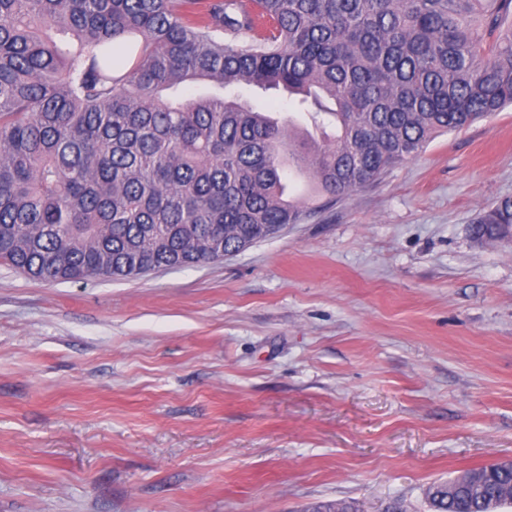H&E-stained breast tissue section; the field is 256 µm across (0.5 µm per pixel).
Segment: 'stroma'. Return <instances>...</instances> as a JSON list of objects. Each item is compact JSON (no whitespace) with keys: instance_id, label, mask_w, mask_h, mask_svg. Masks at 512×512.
<instances>
[{"instance_id":"stroma-1","label":"stroma","mask_w":512,"mask_h":512,"mask_svg":"<svg viewBox=\"0 0 512 512\" xmlns=\"http://www.w3.org/2000/svg\"><path fill=\"white\" fill-rule=\"evenodd\" d=\"M503 198L510 106L221 260L0 263V512H431L430 485L512 460V237L474 233Z\"/></svg>"}]
</instances>
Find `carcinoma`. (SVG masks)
<instances>
[{
  "label": "carcinoma",
  "mask_w": 512,
  "mask_h": 512,
  "mask_svg": "<svg viewBox=\"0 0 512 512\" xmlns=\"http://www.w3.org/2000/svg\"><path fill=\"white\" fill-rule=\"evenodd\" d=\"M210 80L232 95L174 100ZM278 89L325 144L235 89ZM512 106V0H0V261L48 283L213 262ZM476 233L512 236V199ZM433 512L512 506V466ZM307 512H359L353 501Z\"/></svg>",
  "instance_id": "obj_1"
}]
</instances>
